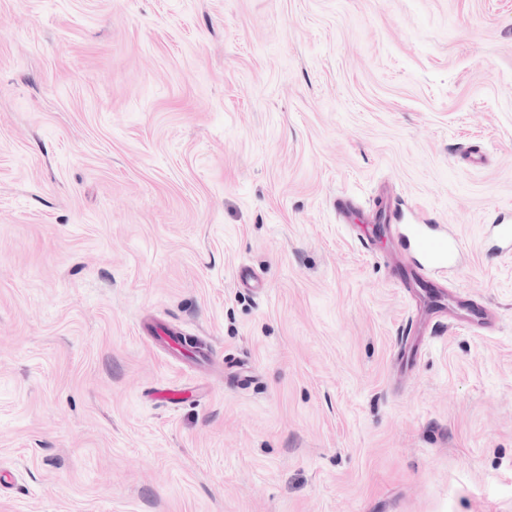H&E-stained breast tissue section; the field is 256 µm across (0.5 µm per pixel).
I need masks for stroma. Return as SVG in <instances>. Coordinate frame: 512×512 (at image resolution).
Listing matches in <instances>:
<instances>
[{
  "instance_id": "stroma-1",
  "label": "stroma",
  "mask_w": 512,
  "mask_h": 512,
  "mask_svg": "<svg viewBox=\"0 0 512 512\" xmlns=\"http://www.w3.org/2000/svg\"><path fill=\"white\" fill-rule=\"evenodd\" d=\"M397 197L497 329L409 333ZM502 221L512 0H0V512H512ZM156 334L158 338L165 343L170 357L175 361H189L199 366H205L215 360L213 350L203 345H198L192 349L193 352H188L190 355L185 354L187 351H185L186 349L181 345L179 336L175 331L170 329H158Z\"/></svg>"
}]
</instances>
